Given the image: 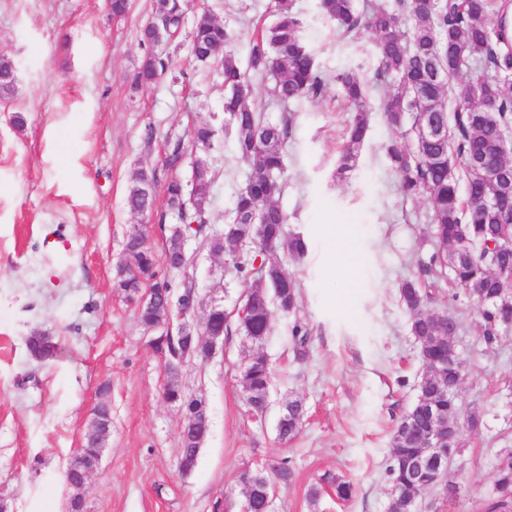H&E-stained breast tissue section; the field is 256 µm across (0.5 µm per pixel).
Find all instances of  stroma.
Instances as JSON below:
<instances>
[{
	"label": "stroma",
	"mask_w": 512,
	"mask_h": 512,
	"mask_svg": "<svg viewBox=\"0 0 512 512\" xmlns=\"http://www.w3.org/2000/svg\"><path fill=\"white\" fill-rule=\"evenodd\" d=\"M152 8L153 0H130L115 19L107 0H0V55L15 70L13 92L0 94V498L13 512H67L63 475L103 402L112 428L88 481L87 512H241L239 472L282 465L291 475L275 479L272 512H386L392 432L426 371L398 289L434 249L427 201L401 196L386 154L397 137L379 110L387 87L372 89L369 135L355 168L341 174L351 112L338 87L284 106L267 94L272 75L253 76L255 109L273 121L291 116L279 204L307 254L297 260L282 246L277 256L302 298L295 312L273 310L262 345L234 330L210 356L184 362L179 384L204 401L208 434L195 468L182 474L184 413L165 401L164 361L134 306L114 292L116 265L128 234L141 229L160 278L174 291L194 290L186 324L201 329L214 305L236 320L249 283L211 242L250 169L224 129L222 79L192 58L188 35L156 44L171 68L134 88ZM292 8L323 71L350 68L374 80L370 33L337 38L319 0H293ZM205 12L227 26L242 57L255 26L272 22L274 0H190L187 26ZM204 123L215 131L203 152L215 172L208 222L188 240L186 266L173 271L162 261L176 223L165 213V188L174 176L189 181L191 169L169 171L163 158ZM142 169L156 179L154 212L144 216L126 204ZM431 308L459 321L460 416H477L478 427L460 437L458 498L432 488L418 502L426 512H474L493 488L502 449L512 448V334L490 349L468 299L443 291ZM297 324L309 332L302 346L291 335ZM35 335L50 337L57 355L32 357L26 343ZM257 351L273 371V405L261 416L248 411L239 382ZM293 399L306 415L285 442L277 406ZM339 480L353 485L350 500L336 498ZM313 487L320 495L312 502Z\"/></svg>",
	"instance_id": "35a3bbf8"
}]
</instances>
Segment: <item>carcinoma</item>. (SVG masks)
Wrapping results in <instances>:
<instances>
[{"label":"carcinoma","mask_w":512,"mask_h":512,"mask_svg":"<svg viewBox=\"0 0 512 512\" xmlns=\"http://www.w3.org/2000/svg\"><path fill=\"white\" fill-rule=\"evenodd\" d=\"M324 15L336 22L343 37L361 30L373 36L376 78L397 81L381 100L385 119L401 136L412 139L413 147L397 143L387 147V156L399 175L400 193L405 198H424L431 209L433 236L439 249L419 262L416 279L402 284L400 300L410 316V331L419 341V355L427 369L418 383V394H426L456 430L464 429L457 394L448 386L458 375L433 364L451 349L448 324L428 308L435 292L447 285L452 296H465L478 310L486 345L500 343L508 331L506 322L512 308L503 299L512 297V253L503 247L512 241V152L501 153L494 171L472 164L479 154H492L502 136L512 131V5L508 0H398L391 9L377 3L359 11L355 0H321ZM185 4L153 0L152 20L142 31L141 42L153 45V24L176 36L183 24ZM275 19L250 37L247 66L229 48L231 34L211 17L198 19L190 35L191 54L201 63L212 62L220 69L224 85V112L234 136L239 156L250 167L245 186L234 201V215L224 235V254L234 268L250 279L245 315L238 317V329L250 342L261 345L271 333V313L296 310L301 297L295 279L286 275L274 255L284 244L289 254L304 257L306 244L299 236H286V212L278 204L283 194L285 146L289 138V119L267 121L249 104L253 89L248 73H272L271 95L282 103L321 97L329 81L341 88L352 106L346 143L341 151L338 171L354 166L369 128V90L357 71L344 69L329 79L316 65L299 38L300 22L285 0H276ZM476 60L482 71L469 77L458 89L450 80ZM167 69V64L146 52L139 66L136 83L147 86ZM11 62L0 58V91L13 87ZM215 131L197 126L190 136L191 146L207 148ZM191 155L184 141L168 147L164 166L175 171ZM215 174L208 164L192 170L191 189L177 178L168 181L166 205L185 232L196 234L206 223L207 205ZM154 174L144 170L134 178L126 202L130 211L153 210L154 196L145 197L137 186L154 182ZM152 288L166 292L167 308L146 311L143 322H151L179 309L193 306V293L187 288L173 297L170 284L152 273ZM166 355H200L179 335L163 343ZM273 372L261 359L246 363L240 372L241 385L254 410L265 408ZM166 393L177 398L189 414L202 401L188 399L171 373ZM293 413L281 435L295 437L303 421V405L292 401ZM425 415L412 405L398 420L392 434L387 474L392 485L405 493L429 488L432 477H412L408 464L419 456L409 425L424 421ZM200 449L190 442L182 444L179 466L191 472ZM477 512H512V448L502 453L494 493L478 503Z\"/></svg>","instance_id":"cac0c4a2"}]
</instances>
